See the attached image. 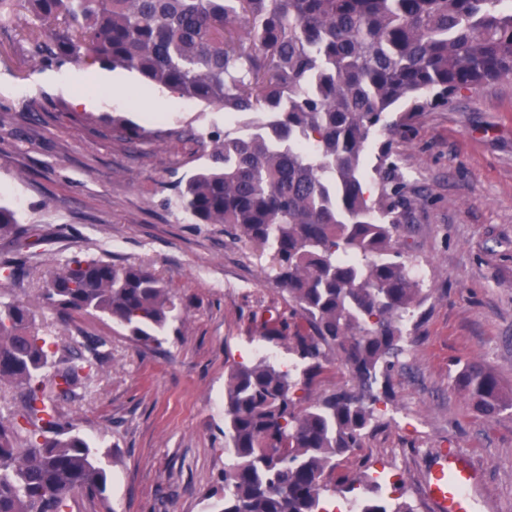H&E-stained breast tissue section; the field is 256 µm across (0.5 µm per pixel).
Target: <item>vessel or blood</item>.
I'll use <instances>...</instances> for the list:
<instances>
[{"label": "vessel or blood", "mask_w": 512, "mask_h": 512, "mask_svg": "<svg viewBox=\"0 0 512 512\" xmlns=\"http://www.w3.org/2000/svg\"><path fill=\"white\" fill-rule=\"evenodd\" d=\"M475 474L465 459L448 456L431 464L426 494L435 512H478L470 490Z\"/></svg>", "instance_id": "1"}]
</instances>
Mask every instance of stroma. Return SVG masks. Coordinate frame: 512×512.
<instances>
[{"mask_svg":"<svg viewBox=\"0 0 512 512\" xmlns=\"http://www.w3.org/2000/svg\"><path fill=\"white\" fill-rule=\"evenodd\" d=\"M31 20L0 24V202L41 241L8 297L35 301L50 270L74 256L150 267L172 287L180 319L160 348H144L108 318L64 322L39 313L43 334L72 346L79 333L106 339L109 361L68 408L74 426L108 450L106 499L76 495L70 512H206L224 454V382L231 367L267 355L299 367L264 323L288 316V294L272 280L270 251L230 242L220 224H198L170 204V186L200 168L196 143L174 130L235 129L230 114L150 84L137 72L82 64L96 105L76 106L73 65L28 62ZM123 79L113 94V79ZM39 107L28 111L29 101ZM158 113L149 122L145 113ZM155 130L128 144L113 119ZM390 146L411 231L403 260L423 266L426 299L403 320L405 352L390 372L391 393L375 405L379 424L342 459L351 472L403 482L415 512L429 460L445 448L478 473L480 512H512V406L484 418L454 383L478 364L512 397V80L416 113L394 139L375 138L376 164Z\"/></svg>","mask_w":512,"mask_h":512,"instance_id":"obj_1","label":"stroma"}]
</instances>
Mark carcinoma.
Instances as JSON below:
<instances>
[{"instance_id": "obj_1", "label": "carcinoma", "mask_w": 512, "mask_h": 512, "mask_svg": "<svg viewBox=\"0 0 512 512\" xmlns=\"http://www.w3.org/2000/svg\"><path fill=\"white\" fill-rule=\"evenodd\" d=\"M40 29L27 53L62 66L83 61L139 73L182 98L235 112L237 129L195 135L208 164L174 185L198 224L273 251L274 281L295 303L266 334L291 341L310 380L334 353L351 385L307 405L298 380L267 357L231 368L224 383L222 496L207 512H323L330 490L366 493L360 512H415L381 484L339 468L363 446L404 353L401 321L425 299L397 239L411 215L390 147L363 184L368 145L396 135L428 104L512 79V0H0ZM400 107L395 120L386 116ZM125 142L152 131L121 120ZM26 231L0 204V239ZM23 249L0 258V281L25 276ZM40 303L62 319L102 314L146 346L174 319L175 295L151 269L75 256L49 272ZM106 341L61 347L40 334L20 299L0 300V385L19 406L0 416V512H68L74 495L106 497L99 449L63 405L82 397ZM476 411L503 406L499 380L472 365L455 380Z\"/></svg>"}]
</instances>
